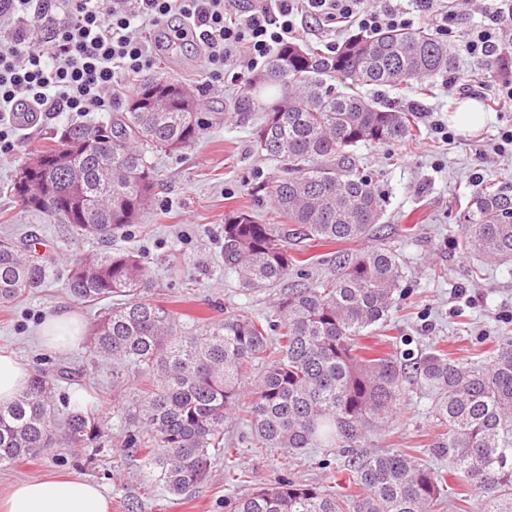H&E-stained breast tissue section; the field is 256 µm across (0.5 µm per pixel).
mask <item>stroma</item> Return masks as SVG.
Wrapping results in <instances>:
<instances>
[{
  "instance_id": "35a3bbf8",
  "label": "stroma",
  "mask_w": 512,
  "mask_h": 512,
  "mask_svg": "<svg viewBox=\"0 0 512 512\" xmlns=\"http://www.w3.org/2000/svg\"><path fill=\"white\" fill-rule=\"evenodd\" d=\"M166 30L161 24L142 33L153 49L152 65L145 74L200 88L204 126L191 147L156 158L158 176L151 205L137 223L113 235L112 247L144 254L153 281L151 299L182 313L184 323L201 315L220 318L239 309L259 318L272 315L280 288L243 289L220 258L226 214L247 210L263 221L275 220L276 164L259 155L254 146L263 114L235 110L237 84L208 87L197 48L189 44L162 47ZM498 74L497 64L461 52L451 75L402 89L363 87L366 97L406 107L418 104L429 113L417 119L416 136L408 143L361 144L354 149L357 165L382 199L381 241L397 251L405 271L404 294L393 312L391 336L411 337L415 350L437 345L462 361H486L492 338L512 333V259L486 262L458 247L463 209L475 184L491 183L512 192V152L495 149L501 131L512 127V110H493L489 99L482 97L478 103L486 122L479 130L464 132L449 120L463 100L457 82H490ZM70 120L67 113L55 118L43 114L32 127L10 128L13 148L0 152V235L33 236L54 260L43 287L0 305V349L13 352L32 370L61 361L79 371L78 381L60 384L58 391L73 398L86 397L93 388L103 391L100 408L113 439L121 422L107 396L112 389L111 364L91 362L83 343L53 350L41 339L43 324L52 315L73 312L86 322L101 311V304L81 303L70 296L62 262L63 255L94 250L99 243L71 241L59 224L30 211L9 191L16 170L30 153L47 144L54 129ZM438 123L451 131V139L436 133ZM359 248L356 242L288 244L291 254L307 260L306 271L314 280L334 277L338 255ZM430 404L417 385H408L396 418L367 432L358 454L405 450L432 463L429 446L442 429L429 413ZM241 450L239 462L250 488L282 475L313 484L332 477L342 483L347 478V458L337 451L332 452L333 467L327 470L321 465L322 451L315 449L292 457L278 448L260 453ZM85 459L84 452L67 448L23 459L11 469L0 470V492L19 479L68 473L99 484L111 500L112 512H224L225 497L237 491L220 460L205 483L191 495L176 498L161 485H147L140 459L127 456L122 448H102L91 465Z\"/></svg>"
}]
</instances>
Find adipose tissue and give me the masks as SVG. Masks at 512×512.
I'll return each mask as SVG.
<instances>
[{"label": "adipose tissue", "mask_w": 512, "mask_h": 512, "mask_svg": "<svg viewBox=\"0 0 512 512\" xmlns=\"http://www.w3.org/2000/svg\"><path fill=\"white\" fill-rule=\"evenodd\" d=\"M0 512H111L99 486L69 475L22 479L0 494Z\"/></svg>", "instance_id": "1"}]
</instances>
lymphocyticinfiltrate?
<instances>
[{"label": "lymphocytic infiltrate", "mask_w": 512, "mask_h": 512, "mask_svg": "<svg viewBox=\"0 0 512 512\" xmlns=\"http://www.w3.org/2000/svg\"><path fill=\"white\" fill-rule=\"evenodd\" d=\"M228 7L227 0H0V20L34 22L44 31L36 47L19 29L0 37V121L28 107L48 115L108 110L120 94L118 75L131 81L151 64L142 28L164 21L176 39L201 46L211 81L240 82L278 47L301 40L308 19L366 33L427 20L441 36L458 19L445 0H380L372 7L364 0H246L234 20ZM507 29L512 0L464 32L461 47L498 62L501 78L488 93L512 103V56L502 53Z\"/></svg>", "instance_id": "f902f5d3"}]
</instances>
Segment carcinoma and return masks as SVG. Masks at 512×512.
I'll use <instances>...</instances> for the list:
<instances>
[{
	"label": "carcinoma",
	"mask_w": 512,
	"mask_h": 512,
	"mask_svg": "<svg viewBox=\"0 0 512 512\" xmlns=\"http://www.w3.org/2000/svg\"><path fill=\"white\" fill-rule=\"evenodd\" d=\"M456 67L455 47L426 27L384 29L347 38L324 54L297 44L279 47L237 99L240 112L268 95L257 149L280 162L272 203L281 224L251 213L224 218V268L252 290L287 281L301 268L288 239L332 245L375 233L381 198L358 172V144L406 143L414 110L341 93L327 78L393 87L444 75ZM163 77L141 82L112 117L95 125L67 123L50 144L32 152L50 161L29 188L57 208L41 212L74 239H112L140 218L152 199L155 155L186 148L198 138L197 104L175 98ZM68 165L51 164L56 156ZM462 248L484 258H512V195L481 188L471 196ZM26 247L0 239V304L38 288L44 262ZM65 286L82 303L122 297L90 324L86 349L117 363L116 377L137 378L117 413L121 447L139 457L148 477L183 497L209 476L215 455L236 470L237 449L224 447V422L236 414L245 381L258 369L244 413L248 448H309L350 453L369 426L393 418L411 379L433 395L431 411L445 427L431 448L448 462L440 470L402 451L352 460L343 494L336 481L310 485L280 477L248 494L224 499L228 512H441L448 479L476 488L481 512H512V336L500 338L487 367L452 360L437 348L398 360L361 340L387 325L402 295L398 256L370 247L339 258L332 280L288 286L276 315L264 320L230 312L198 318L141 295L151 290L150 267L135 249L76 251ZM59 367L36 369L27 388L0 405V469L50 448H89L91 461L107 425L82 400L55 401Z\"/></svg>",
	"instance_id": "1"
}]
</instances>
